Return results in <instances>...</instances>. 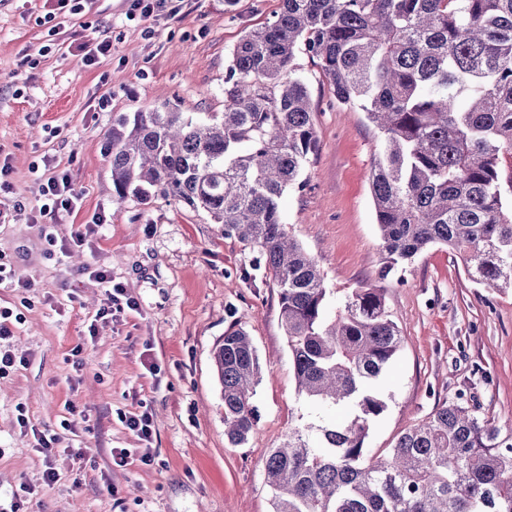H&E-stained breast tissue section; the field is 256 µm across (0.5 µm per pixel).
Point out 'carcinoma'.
I'll list each match as a JSON object with an SVG mask.
<instances>
[{
	"mask_svg": "<svg viewBox=\"0 0 512 512\" xmlns=\"http://www.w3.org/2000/svg\"><path fill=\"white\" fill-rule=\"evenodd\" d=\"M300 48L336 102L382 137L370 172L380 278L445 246L486 292L512 290V0H282L234 47L224 111L112 119L113 197H170L258 251L279 288L298 395L342 411L270 450L273 512H512V423L479 414L463 391L366 458L387 408L377 385L402 336L381 288L355 289L328 316L318 265L283 224L282 196L317 148ZM213 362L225 435L244 444L257 420V349L231 328Z\"/></svg>",
	"mask_w": 512,
	"mask_h": 512,
	"instance_id": "1",
	"label": "carcinoma"
}]
</instances>
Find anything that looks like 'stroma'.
I'll use <instances>...</instances> for the list:
<instances>
[{
    "instance_id": "1",
    "label": "stroma",
    "mask_w": 512,
    "mask_h": 512,
    "mask_svg": "<svg viewBox=\"0 0 512 512\" xmlns=\"http://www.w3.org/2000/svg\"><path fill=\"white\" fill-rule=\"evenodd\" d=\"M281 5L168 0L145 21L128 16L129 0H89L53 36L51 0H0V166L10 186L0 194V262L12 281L0 288V309L20 316L10 346L25 360L0 375V512H272L266 456L321 414L296 392L273 277L205 215L161 197L113 199L102 142L122 112L167 103L223 111L231 51ZM88 37L111 44L90 66L78 49ZM295 63L318 151L303 188L284 195L283 222L321 269L330 308L382 284L403 338L379 385L387 409L371 428L370 453L385 454L461 391L482 414L512 421V293H483L439 246L379 281L370 171L381 137L364 112L337 104L305 53ZM51 166L70 174L79 211L40 213ZM97 216L104 224L83 250L64 256L48 244L47 233L70 235ZM89 263L124 290L104 320L95 314L105 289L84 273ZM234 325L249 332L262 365L258 422L242 446L224 433L212 360ZM142 412L153 421L147 442L126 426ZM45 430L72 442L53 458L51 485L37 448ZM115 448L130 449L126 465L113 462Z\"/></svg>"
}]
</instances>
